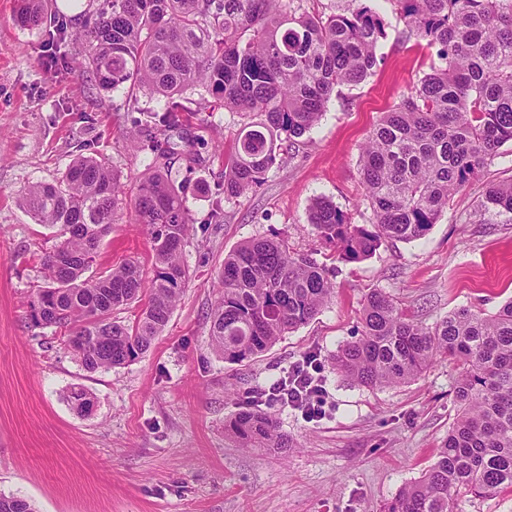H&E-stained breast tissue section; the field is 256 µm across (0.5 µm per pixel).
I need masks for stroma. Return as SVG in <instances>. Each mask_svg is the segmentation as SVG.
<instances>
[{
  "label": "stroma",
  "instance_id": "obj_1",
  "mask_svg": "<svg viewBox=\"0 0 512 512\" xmlns=\"http://www.w3.org/2000/svg\"><path fill=\"white\" fill-rule=\"evenodd\" d=\"M15 6L0 0V494L24 498L37 512H381L435 462L457 416L456 372L437 363L407 383L372 390L345 380L334 357L357 333L374 290L429 326L458 307L490 313L512 299V223L470 221L486 187L512 178V142L455 194L424 238L385 243L359 263L341 261L320 242L308 222L315 199L352 223H368L361 149L382 113L429 70L426 50L403 42L404 24L389 0H373L386 22L377 48L383 65L362 84L338 88L320 122L283 145L261 185L238 198L224 195V157L244 116H190L183 133L207 163L190 172L183 161L173 166L194 220L183 294L144 357L89 372L60 334L30 321L29 303L44 284L40 258L55 240L33 223L20 193L52 180L76 155L96 152L132 189L148 164L134 123L164 100L142 92L132 102L124 92L95 89L71 44L56 67L42 66L55 21L78 28L92 0L72 10L50 0L49 22L37 29L16 22ZM217 203L224 221L207 223ZM259 236L286 237L294 253L326 264L335 292L268 351L229 363L210 346L218 273L227 253ZM149 254L145 227L126 206L94 269L136 258L148 280ZM305 356L315 359L324 388V412L314 419L265 397ZM75 387L92 395L91 415L71 408ZM253 403L275 416L296 448L285 455L243 448L225 432V421Z\"/></svg>",
  "mask_w": 512,
  "mask_h": 512
}]
</instances>
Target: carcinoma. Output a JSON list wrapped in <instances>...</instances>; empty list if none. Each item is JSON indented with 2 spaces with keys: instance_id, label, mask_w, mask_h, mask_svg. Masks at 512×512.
Listing matches in <instances>:
<instances>
[{
  "instance_id": "1",
  "label": "carcinoma",
  "mask_w": 512,
  "mask_h": 512,
  "mask_svg": "<svg viewBox=\"0 0 512 512\" xmlns=\"http://www.w3.org/2000/svg\"><path fill=\"white\" fill-rule=\"evenodd\" d=\"M47 0H19L18 22L36 27ZM82 30L84 74L102 91L142 90L165 98L139 131L151 155L149 173L130 199L147 227L154 275L129 259L89 275L103 238L122 209L123 190L108 158L79 155L51 182L30 185L22 201L35 223L54 231L42 259L46 286L30 304L35 327L64 332L89 372L125 366L146 354L167 326L184 288L183 250L191 219L172 161L206 158L184 138L179 152L157 131L177 132L189 111L183 94L204 91L231 112L255 120L238 134L224 162V196L240 197L263 182L282 143L318 124L338 87L364 82L380 64L385 24L370 0H346L327 17L302 10L303 0H96ZM404 22L405 40L433 50L429 71L383 114L360 158L370 224L351 223L316 199L309 223L338 258L371 257L389 240L424 237L454 195L479 177L499 148L512 142V0H388ZM512 215V180L489 185L474 224ZM220 295L210 313L212 349L232 363L249 361L308 323L334 293L329 269L295 255L285 238H254L224 258ZM148 294L124 321L114 313ZM436 362L456 371L457 417L437 460L402 487L384 512H456L461 497L512 492V300L496 312L461 307L429 327L390 296L365 297L359 336L340 345L336 369L351 383L383 388L405 383ZM88 415L82 388L68 395ZM224 431L244 448L285 452L293 439L274 417L248 406ZM0 512H35L0 494Z\"/></svg>"
}]
</instances>
